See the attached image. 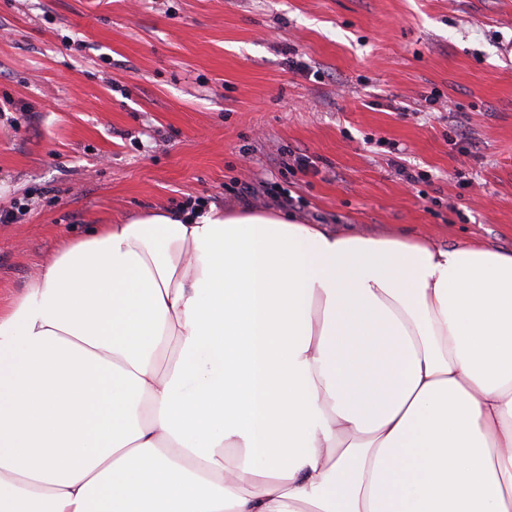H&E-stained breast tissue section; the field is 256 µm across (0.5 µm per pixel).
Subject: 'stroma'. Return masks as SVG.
Wrapping results in <instances>:
<instances>
[{"label":"stroma","mask_w":512,"mask_h":512,"mask_svg":"<svg viewBox=\"0 0 512 512\" xmlns=\"http://www.w3.org/2000/svg\"><path fill=\"white\" fill-rule=\"evenodd\" d=\"M191 198L512 251V0H0V304Z\"/></svg>","instance_id":"1"}]
</instances>
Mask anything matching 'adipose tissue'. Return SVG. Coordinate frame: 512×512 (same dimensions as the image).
Listing matches in <instances>:
<instances>
[{
	"label": "adipose tissue",
	"instance_id": "ef3b65f1",
	"mask_svg": "<svg viewBox=\"0 0 512 512\" xmlns=\"http://www.w3.org/2000/svg\"><path fill=\"white\" fill-rule=\"evenodd\" d=\"M0 512H512V252L261 209L65 240L0 308Z\"/></svg>",
	"mask_w": 512,
	"mask_h": 512
}]
</instances>
